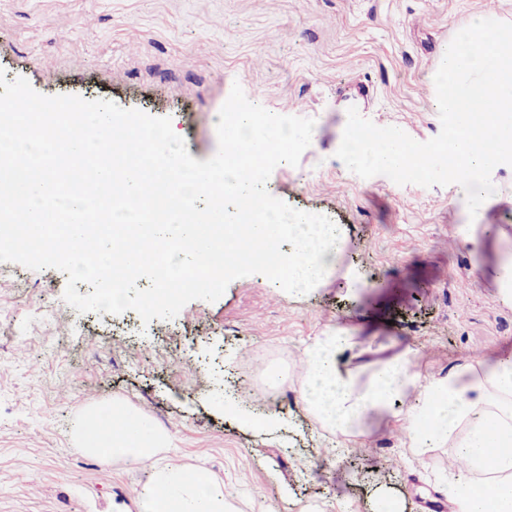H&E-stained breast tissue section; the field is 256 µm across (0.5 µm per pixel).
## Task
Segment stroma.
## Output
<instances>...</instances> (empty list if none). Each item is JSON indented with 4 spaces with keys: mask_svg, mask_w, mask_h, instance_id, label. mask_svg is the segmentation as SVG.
Returning a JSON list of instances; mask_svg holds the SVG:
<instances>
[{
    "mask_svg": "<svg viewBox=\"0 0 512 512\" xmlns=\"http://www.w3.org/2000/svg\"><path fill=\"white\" fill-rule=\"evenodd\" d=\"M490 9L512 22V0H0L6 80L170 118L196 160L217 151L233 84L272 113L313 119L298 165L279 164L266 188L342 233L308 294L254 274L147 324L131 310L77 312L60 270L0 263V512H137L132 490L151 464L75 442L83 410L116 398L170 434L160 462L204 469L238 512H377L383 498L422 512L462 481L453 445L415 454L392 415L368 416L357 437L324 432L304 409L301 357L336 325L362 351L354 365L413 349L428 381L468 367L486 377L512 355V305L492 274L512 248V168L493 170L496 191L472 218L460 185L363 179L336 156L352 106L416 141L438 135L442 53ZM471 220L476 256L448 239ZM270 367L282 374L275 402L258 391ZM248 414L275 422L260 432Z\"/></svg>",
    "mask_w": 512,
    "mask_h": 512,
    "instance_id": "obj_1",
    "label": "stroma"
}]
</instances>
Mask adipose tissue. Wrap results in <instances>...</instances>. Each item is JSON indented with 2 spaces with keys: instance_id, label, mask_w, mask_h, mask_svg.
I'll list each match as a JSON object with an SVG mask.
<instances>
[{
  "instance_id": "ef3b65f1",
  "label": "adipose tissue",
  "mask_w": 512,
  "mask_h": 512,
  "mask_svg": "<svg viewBox=\"0 0 512 512\" xmlns=\"http://www.w3.org/2000/svg\"><path fill=\"white\" fill-rule=\"evenodd\" d=\"M295 245L283 259L288 283L302 292L328 272L342 239L334 227L296 224ZM354 345L349 331L329 328L303 352L306 377L304 401L323 430L353 435L371 412L391 410L408 393H416L413 407L398 412L410 448L417 454L457 441V457L474 474L470 483H452L448 497L457 512H512V358L498 363L490 379L462 380L459 373L422 380L410 354L374 364L368 373L343 361ZM168 433L149 417L115 400L85 408L77 446L84 453L134 463L154 461L149 483L134 489L138 512H236L224 486L200 468L161 463L157 457L169 447ZM492 498H484L485 484Z\"/></svg>"
}]
</instances>
